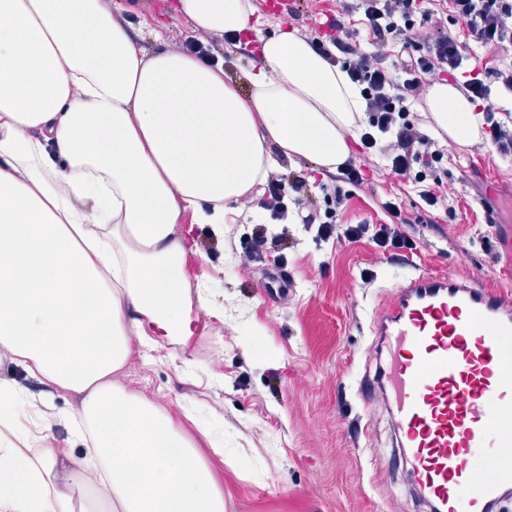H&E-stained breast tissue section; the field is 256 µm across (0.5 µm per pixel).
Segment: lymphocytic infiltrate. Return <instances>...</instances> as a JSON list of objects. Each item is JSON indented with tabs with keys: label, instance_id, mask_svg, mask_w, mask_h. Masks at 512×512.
Segmentation results:
<instances>
[{
	"label": "lymphocytic infiltrate",
	"instance_id": "lymphocytic-infiltrate-1",
	"mask_svg": "<svg viewBox=\"0 0 512 512\" xmlns=\"http://www.w3.org/2000/svg\"><path fill=\"white\" fill-rule=\"evenodd\" d=\"M434 0H359L357 7L337 10L330 31L311 39L313 48L339 65L362 88L366 100L368 130L361 136L366 149H379L397 176L413 175L420 186L419 198L426 213H433L448 200L438 186L425 176L412 174L413 165L429 168L441 162L444 153L409 118L423 87L422 77L444 73L459 79L464 95L481 108L492 146L505 158L512 157V113L502 112L490 99L492 86L512 94V68L493 61L462 74L470 47L512 50V0H447L444 10L433 7ZM362 11L373 54L362 52L353 39L352 15ZM460 21L464 31L455 35L446 27L447 19ZM426 30L421 45L410 42L414 27ZM397 47L396 59H389L387 47ZM302 223L317 225L324 237L369 238L376 246L402 248L408 241L403 233L387 224L371 226L362 222L342 226L307 211Z\"/></svg>",
	"mask_w": 512,
	"mask_h": 512
}]
</instances>
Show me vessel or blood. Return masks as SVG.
<instances>
[{"mask_svg":"<svg viewBox=\"0 0 512 512\" xmlns=\"http://www.w3.org/2000/svg\"><path fill=\"white\" fill-rule=\"evenodd\" d=\"M381 403L433 512H491L512 485V297L458 272L412 274L372 320Z\"/></svg>","mask_w":512,"mask_h":512,"instance_id":"obj_1","label":"vessel or blood"}]
</instances>
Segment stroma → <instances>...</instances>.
<instances>
[{
	"label": "stroma",
	"mask_w": 512,
	"mask_h": 512,
	"mask_svg": "<svg viewBox=\"0 0 512 512\" xmlns=\"http://www.w3.org/2000/svg\"><path fill=\"white\" fill-rule=\"evenodd\" d=\"M176 0H136L127 21L147 50L151 29L174 46L195 35L177 15ZM224 65L225 82L246 90L249 48L207 40ZM431 179L448 191V214L422 224V202L410 182L394 177L377 150L354 148L368 177L361 188L305 160L279 159L272 177L294 173L309 185L308 199L327 209L337 192L349 195L341 225L387 222L380 203L398 199L409 241L401 249L344 238L321 239L315 228L272 218L256 186L239 202L236 223L223 237L197 229L189 275L201 278L224 319H210L191 344L213 386L181 373L179 345L133 354L121 380L164 405L188 435L181 407L198 403L224 419L229 463L213 462L224 489L225 512H429L408 482L387 414L364 409L359 395L369 368L370 325L381 297L420 265L472 274L491 284L512 275V158L489 142L440 144ZM286 240L284 253L246 257L241 241L254 222Z\"/></svg>",
	"instance_id": "1"
}]
</instances>
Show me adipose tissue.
<instances>
[{
    "instance_id": "ef3b65f1",
    "label": "adipose tissue",
    "mask_w": 512,
    "mask_h": 512,
    "mask_svg": "<svg viewBox=\"0 0 512 512\" xmlns=\"http://www.w3.org/2000/svg\"><path fill=\"white\" fill-rule=\"evenodd\" d=\"M193 33L250 30V0H178ZM112 0H0V512H224L196 442L120 376L135 349L189 350L221 317L191 284L193 225L224 232L277 156L336 172L366 103L288 22L258 35L240 94L221 65L130 32ZM438 134L483 140L457 87L431 83ZM79 398L66 414L49 397ZM84 447H55L53 427Z\"/></svg>"
}]
</instances>
